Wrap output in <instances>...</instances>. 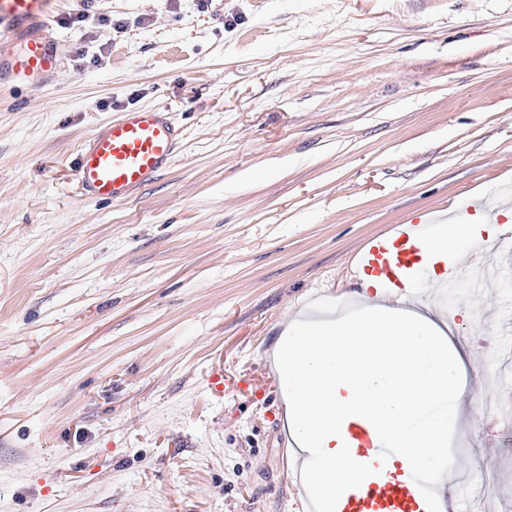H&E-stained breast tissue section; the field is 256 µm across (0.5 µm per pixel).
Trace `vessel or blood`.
<instances>
[{"mask_svg": "<svg viewBox=\"0 0 512 512\" xmlns=\"http://www.w3.org/2000/svg\"><path fill=\"white\" fill-rule=\"evenodd\" d=\"M51 5L52 0H0L1 88L35 90L61 68L65 46L45 22ZM181 135L164 108L122 112L96 131L78 153L75 172L82 191L101 201L127 199L171 163ZM428 229L427 223L412 221L372 237L359 255L360 267L383 287L399 289L401 297H408ZM344 434L348 447L383 455L364 424L349 422ZM306 502L308 512H441L437 490L421 483L412 467L400 477L389 478L365 465L335 501L325 504L310 493Z\"/></svg>", "mask_w": 512, "mask_h": 512, "instance_id": "vessel-or-blood-1", "label": "vessel or blood"}]
</instances>
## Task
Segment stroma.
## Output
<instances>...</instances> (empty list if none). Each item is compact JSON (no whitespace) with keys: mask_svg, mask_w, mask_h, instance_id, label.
<instances>
[{"mask_svg":"<svg viewBox=\"0 0 512 512\" xmlns=\"http://www.w3.org/2000/svg\"><path fill=\"white\" fill-rule=\"evenodd\" d=\"M49 22L60 73L0 92V512H302L267 362L294 317L353 309L370 238L512 190V0H55ZM155 106L183 129L170 167L82 198V144ZM492 263L442 299L473 401L427 465L466 512H512L489 451L512 252Z\"/></svg>","mask_w":512,"mask_h":512,"instance_id":"obj_1","label":"stroma"}]
</instances>
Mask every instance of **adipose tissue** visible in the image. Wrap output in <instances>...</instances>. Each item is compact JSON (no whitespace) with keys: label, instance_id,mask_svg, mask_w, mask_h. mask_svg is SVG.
Segmentation results:
<instances>
[{"label":"adipose tissue","instance_id":"adipose-tissue-1","mask_svg":"<svg viewBox=\"0 0 512 512\" xmlns=\"http://www.w3.org/2000/svg\"><path fill=\"white\" fill-rule=\"evenodd\" d=\"M503 231L469 217L438 225L424 244L423 262L447 260L473 237L492 240ZM363 282L376 295L361 316L293 321L276 350L279 372L288 379L284 418L299 450L314 457L309 488L328 502L359 472V459L342 437L347 421H363L391 448L390 464L419 466L446 453L448 420L460 418L466 407L461 376L467 349L452 336L455 313L387 302L375 277Z\"/></svg>","mask_w":512,"mask_h":512}]
</instances>
